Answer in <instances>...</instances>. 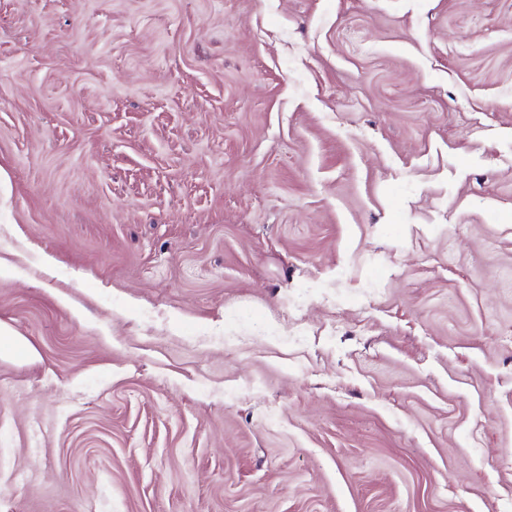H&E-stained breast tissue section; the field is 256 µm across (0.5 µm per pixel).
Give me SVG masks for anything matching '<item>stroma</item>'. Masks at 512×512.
<instances>
[{
	"label": "stroma",
	"instance_id": "1",
	"mask_svg": "<svg viewBox=\"0 0 512 512\" xmlns=\"http://www.w3.org/2000/svg\"><path fill=\"white\" fill-rule=\"evenodd\" d=\"M0 170V512H512V0H0Z\"/></svg>",
	"mask_w": 512,
	"mask_h": 512
}]
</instances>
